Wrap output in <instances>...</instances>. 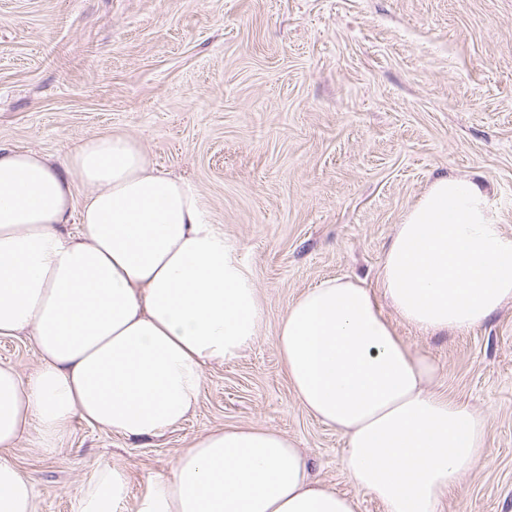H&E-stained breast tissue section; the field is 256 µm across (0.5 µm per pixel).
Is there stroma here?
Segmentation results:
<instances>
[{
    "label": "stroma",
    "instance_id": "35a3bbf8",
    "mask_svg": "<svg viewBox=\"0 0 512 512\" xmlns=\"http://www.w3.org/2000/svg\"><path fill=\"white\" fill-rule=\"evenodd\" d=\"M123 134L193 183L240 248L264 325L241 356L206 367L197 406L158 436L74 419L66 440L9 454L38 512H74L102 465L149 478L216 428L296 440L315 480L384 512L350 477L345 439L298 403L276 339L288 305L338 277L375 286L397 224L433 179L481 182L512 236V0H0V148L50 159ZM385 316L439 367L434 389L486 421L487 462L438 512H512V302L462 334ZM39 368L29 337L0 363Z\"/></svg>",
    "mask_w": 512,
    "mask_h": 512
}]
</instances>
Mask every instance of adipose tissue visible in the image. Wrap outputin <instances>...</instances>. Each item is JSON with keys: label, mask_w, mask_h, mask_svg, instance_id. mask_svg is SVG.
<instances>
[{"label": "adipose tissue", "mask_w": 512, "mask_h": 512, "mask_svg": "<svg viewBox=\"0 0 512 512\" xmlns=\"http://www.w3.org/2000/svg\"><path fill=\"white\" fill-rule=\"evenodd\" d=\"M79 217V234L63 224ZM379 293L330 279L294 299L277 346L300 404L346 438L352 479L384 512H437L485 457V422L432 391L436 366L384 317L465 333L512 302V236L488 192L435 179L396 228ZM253 275L189 181L157 171L123 135L61 163L0 152V336L24 334L41 368L0 364V512H36L34 484L7 451L25 434L51 448L74 418L126 437L157 435L195 407L206 365L260 335ZM129 483L93 471L75 512H116ZM136 512H356L315 482L294 441L218 428L148 480Z\"/></svg>", "instance_id": "ef3b65f1"}]
</instances>
